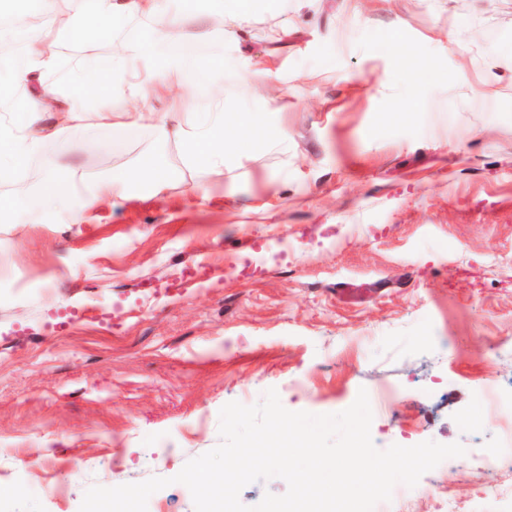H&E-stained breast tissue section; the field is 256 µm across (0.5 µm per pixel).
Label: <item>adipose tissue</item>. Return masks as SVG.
I'll use <instances>...</instances> for the list:
<instances>
[{"instance_id": "ef3b65f1", "label": "adipose tissue", "mask_w": 512, "mask_h": 512, "mask_svg": "<svg viewBox=\"0 0 512 512\" xmlns=\"http://www.w3.org/2000/svg\"><path fill=\"white\" fill-rule=\"evenodd\" d=\"M78 6L66 21L47 18L28 38L24 64L12 77L13 86L27 84L39 71L52 69L56 59L52 51L55 41L65 35L81 33L90 24H97L103 33H111L121 22L133 16H147L157 26L136 51L119 49L112 60V74L118 83L93 102L82 96H73L67 108L57 113L55 123H48L52 106L46 96L30 97L26 122L23 127H0V172L23 169L29 156L35 153L46 137H53L60 147H67L77 130L91 126L115 124L150 125L161 135L181 143L189 166L207 170L214 176H223L226 156L224 128L233 124L242 131L243 139L261 125L256 116H228L224 110V81L222 67H213L209 74L208 95L193 99L192 111H185L182 99H175L169 111H155L153 102L163 92L180 64L169 61L158 64L159 49L182 39L184 24L173 9V0H77ZM133 95L137 106L133 111L119 110L115 101ZM146 179L152 194L159 195L169 187V174L152 157L140 159L137 168L127 174L80 190L74 182L47 180L42 196L50 203L47 215L52 221L64 224L85 223L89 212L104 199L113 202L126 200L130 187L139 179Z\"/></svg>"}]
</instances>
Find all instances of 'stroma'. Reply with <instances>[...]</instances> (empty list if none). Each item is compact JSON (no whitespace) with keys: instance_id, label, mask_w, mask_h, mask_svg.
<instances>
[{"instance_id":"35a3bbf8","label":"stroma","mask_w":512,"mask_h":512,"mask_svg":"<svg viewBox=\"0 0 512 512\" xmlns=\"http://www.w3.org/2000/svg\"><path fill=\"white\" fill-rule=\"evenodd\" d=\"M181 7L192 64L224 69V108L271 122L223 176L190 167L152 128L94 127L67 154L45 139L0 197V512H79L85 491L164 477L147 512H195L172 483L220 442L219 412L276 389L291 411L336 413L360 388H397L377 448L432 440L467 453L508 424L512 395V0H255L229 50L214 15ZM288 23L280 40L279 23ZM89 26L58 40L30 90L63 110L85 61L134 48ZM267 62L253 97L244 58ZM287 148H271L278 130ZM155 157L150 196L103 203L83 224H41L48 179L85 186ZM355 289L353 298L342 289ZM480 423L468 431L462 417ZM390 512H441L476 487L512 495V454L491 470L435 467Z\"/></svg>"}]
</instances>
